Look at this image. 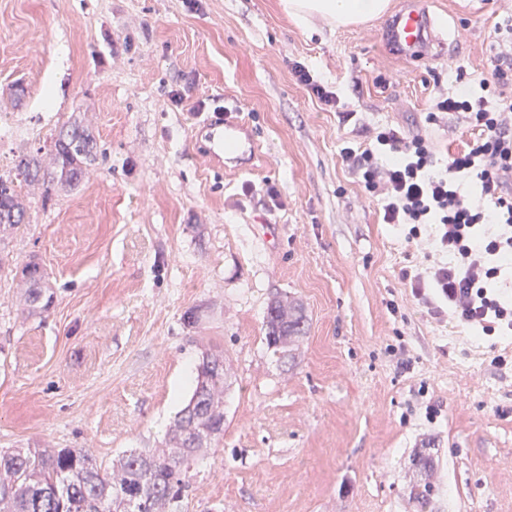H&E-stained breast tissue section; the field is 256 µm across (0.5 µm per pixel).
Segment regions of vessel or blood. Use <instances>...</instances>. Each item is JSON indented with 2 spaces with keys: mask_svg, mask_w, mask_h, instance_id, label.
<instances>
[{
  "mask_svg": "<svg viewBox=\"0 0 512 512\" xmlns=\"http://www.w3.org/2000/svg\"><path fill=\"white\" fill-rule=\"evenodd\" d=\"M447 41L446 31L436 26L425 0H403L383 33L384 44L396 55L418 61L430 58L435 49L445 48ZM240 121L238 112L229 110L208 117L202 124L206 141L213 145L237 134Z\"/></svg>",
  "mask_w": 512,
  "mask_h": 512,
  "instance_id": "1",
  "label": "vessel or blood"
}]
</instances>
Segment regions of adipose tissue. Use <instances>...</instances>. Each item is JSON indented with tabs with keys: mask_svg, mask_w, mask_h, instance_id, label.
Masks as SVG:
<instances>
[{
	"mask_svg": "<svg viewBox=\"0 0 512 512\" xmlns=\"http://www.w3.org/2000/svg\"><path fill=\"white\" fill-rule=\"evenodd\" d=\"M282 7L303 25L319 18L330 24L350 26L382 16L389 0H282Z\"/></svg>",
	"mask_w": 512,
	"mask_h": 512,
	"instance_id": "adipose-tissue-1",
	"label": "adipose tissue"
}]
</instances>
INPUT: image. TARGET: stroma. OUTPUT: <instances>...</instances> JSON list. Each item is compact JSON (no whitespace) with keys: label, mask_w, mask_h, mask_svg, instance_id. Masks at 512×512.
I'll use <instances>...</instances> for the list:
<instances>
[{"label":"stroma","mask_w":512,"mask_h":512,"mask_svg":"<svg viewBox=\"0 0 512 512\" xmlns=\"http://www.w3.org/2000/svg\"><path fill=\"white\" fill-rule=\"evenodd\" d=\"M430 9L451 47L419 62L385 47L384 18L303 26L281 0H0V176L73 119L96 141L78 187L29 189L26 224L0 236L1 450L81 448L108 467L166 447L219 349L224 435L177 512H512V363H491L512 338L418 304L402 273L434 257L382 223L339 155L342 112L460 147L448 119L427 123L430 99L480 96L512 0ZM297 61L336 108L298 85ZM218 104L256 155L207 156ZM30 260L48 309L24 302ZM285 295L310 319L291 360L265 338Z\"/></svg>","instance_id":"1"}]
</instances>
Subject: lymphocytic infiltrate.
I'll return each instance as SVG.
<instances>
[{
    "label": "lymphocytic infiltrate",
    "instance_id": "obj_1",
    "mask_svg": "<svg viewBox=\"0 0 512 512\" xmlns=\"http://www.w3.org/2000/svg\"><path fill=\"white\" fill-rule=\"evenodd\" d=\"M483 96L467 92L438 94L429 122L448 114L474 131L463 149L435 161V146L425 136L405 135L394 126H362L369 145L342 148L340 157L370 197L382 221L399 227L408 243L422 245L428 226L438 228L436 247L451 263L433 266L428 275L403 271L412 294L430 315L452 314L460 323L492 336L512 330V300L492 289L502 266L512 265V41L498 44ZM475 177L489 200L481 205L460 188Z\"/></svg>",
    "mask_w": 512,
    "mask_h": 512
}]
</instances>
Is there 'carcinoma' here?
I'll list each match as a JSON object with an SVG mask.
<instances>
[{"label":"carcinoma","mask_w":512,"mask_h":512,"mask_svg":"<svg viewBox=\"0 0 512 512\" xmlns=\"http://www.w3.org/2000/svg\"><path fill=\"white\" fill-rule=\"evenodd\" d=\"M75 138L55 144L53 168L22 155L16 179L0 177V228H19L26 214L17 184L75 185L86 177L92 152L87 128L70 122ZM25 302L36 306L45 298L48 273L37 263L22 268ZM266 341L274 353L287 355L308 329L304 307L287 300L271 301L265 312ZM224 435V354L207 353L198 366L192 397L171 430L173 454L131 451L115 467L105 468L81 448L33 455L0 452V512H167L188 488L189 461L197 451Z\"/></svg>","instance_id":"cac0c4a2"}]
</instances>
